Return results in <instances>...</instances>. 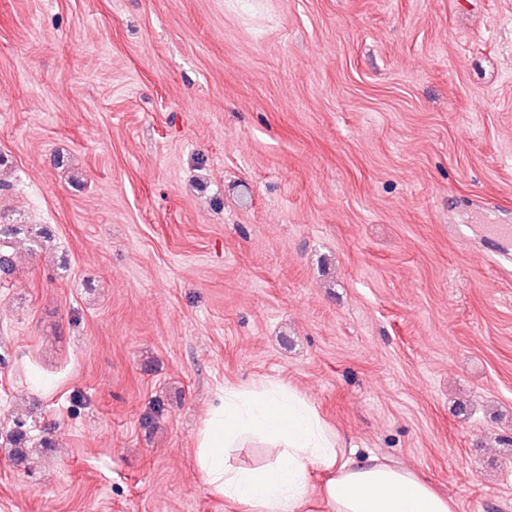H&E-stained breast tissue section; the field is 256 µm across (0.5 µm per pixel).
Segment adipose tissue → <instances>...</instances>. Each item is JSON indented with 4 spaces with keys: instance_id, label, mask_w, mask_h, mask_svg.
I'll return each mask as SVG.
<instances>
[{
    "instance_id": "adipose-tissue-1",
    "label": "adipose tissue",
    "mask_w": 512,
    "mask_h": 512,
    "mask_svg": "<svg viewBox=\"0 0 512 512\" xmlns=\"http://www.w3.org/2000/svg\"><path fill=\"white\" fill-rule=\"evenodd\" d=\"M255 443L265 464L240 465L238 452ZM196 465L213 492L244 512H302L316 489L331 512H454L412 469L376 455L354 463L316 409L276 383L217 395L196 436ZM316 472L325 476L318 488Z\"/></svg>"
}]
</instances>
